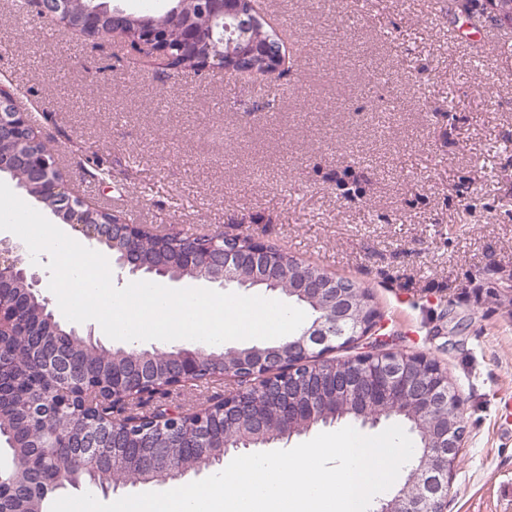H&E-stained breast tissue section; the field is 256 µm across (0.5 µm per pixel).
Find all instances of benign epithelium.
Returning a JSON list of instances; mask_svg holds the SVG:
<instances>
[{
  "label": "benign epithelium",
  "mask_w": 512,
  "mask_h": 512,
  "mask_svg": "<svg viewBox=\"0 0 512 512\" xmlns=\"http://www.w3.org/2000/svg\"><path fill=\"white\" fill-rule=\"evenodd\" d=\"M237 0H175L166 13L170 24L149 21L138 30V40L131 49L138 54L170 57V28L178 34L177 51L182 58L206 57L203 70L224 69V19H242L243 12L232 5ZM41 18L73 19L77 29H88L97 23L95 10H71L73 0H30ZM206 16L200 25L192 10ZM8 102L10 111L0 112V173L24 168L32 181L39 184L37 198L50 197L65 204L72 217L73 229L88 241L102 243L107 239L120 243L117 264L131 274L152 272L168 275V269L201 271L212 281L236 280L249 272L245 282L277 283L285 272L284 262L274 257L270 244L251 237L241 246L242 234L195 235L180 240L174 253L156 258L143 252L140 243L144 229L113 217L101 224H88L81 219L86 202L73 196L64 179L53 176L59 171L53 154L33 152L27 143L40 141L29 115L20 112L13 96L0 93V103ZM34 287L17 249L0 241V334L13 329L24 307L15 293L16 281ZM288 294L297 295L316 307L318 316L302 331L288 338L282 347L247 350L236 360H220L216 368L224 376L244 381L233 391L224 393V420L241 422L247 432L235 441H224V454L247 448L273 433L291 437L312 427L350 415L361 424L373 426L384 417L400 415L413 421L419 432L415 462L403 484L388 498L378 501L375 512H445L448 504L451 474L460 448L465 443L463 400L448 376L447 369L424 354L408 355L387 349H372L351 359L346 371L325 369L321 362L336 349L358 343L374 332L377 316L358 295V284L338 279L323 270L296 263L290 272ZM38 366L51 381L56 392L64 394L78 383L66 352L53 346L38 347ZM199 355L186 350L176 358L173 375L153 372L149 368L112 369L113 425H129L125 411L124 391L133 389L138 396H150L167 382H189L201 370ZM110 427L77 434L75 446L93 460L105 458L109 448ZM215 434L209 421L200 417L191 433L190 447L203 448ZM147 461L163 474L176 470L168 467L167 449L146 448Z\"/></svg>",
  "instance_id": "obj_1"
}]
</instances>
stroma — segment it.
Here are the masks:
<instances>
[{"label": "stroma", "mask_w": 512, "mask_h": 512, "mask_svg": "<svg viewBox=\"0 0 512 512\" xmlns=\"http://www.w3.org/2000/svg\"><path fill=\"white\" fill-rule=\"evenodd\" d=\"M298 64L275 103L133 63L0 0V87L73 191L157 233H241L367 288L389 349L447 368V512H512V43L485 0H263Z\"/></svg>", "instance_id": "obj_1"}]
</instances>
